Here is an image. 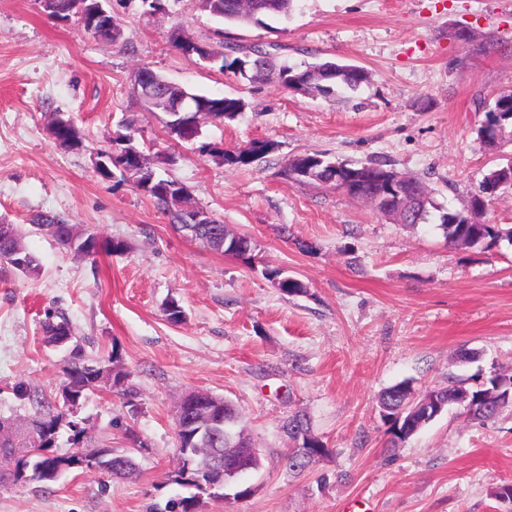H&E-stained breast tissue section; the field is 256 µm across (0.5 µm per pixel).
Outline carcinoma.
Returning a JSON list of instances; mask_svg holds the SVG:
<instances>
[{"mask_svg": "<svg viewBox=\"0 0 512 512\" xmlns=\"http://www.w3.org/2000/svg\"><path fill=\"white\" fill-rule=\"evenodd\" d=\"M294 0H261V8L257 11L248 9V5L241 0H202L206 10L219 21L236 24H250L261 21L263 17H286L290 14ZM211 63L215 64L221 73L230 72L249 82L258 81L255 76L253 63L259 56L267 52L261 44L250 47L228 45L221 43L218 46H209ZM275 71L280 83L287 89L292 88L296 77L300 74L306 76L305 84L298 87L300 92H314L319 95H331L335 89L346 87L356 89L369 79L368 72L357 65L336 64V68L327 66L319 61L305 63L302 66H291L280 58L266 60ZM177 91L187 97L191 102H203L204 111L221 112L223 118L219 122L231 121L243 112L247 106L241 97H228L218 95L198 94L178 87ZM512 121V94L503 95L495 99L494 106L488 111L486 122L478 130L480 139L487 136L498 137V141L506 139L505 125ZM271 150L268 142L257 143L248 151L222 150L218 156L228 165L247 166L266 155ZM313 166L318 172L314 182L328 185L336 190L340 189L339 182L348 174L355 173L362 178L363 193L368 196L377 195L383 186L379 185L376 176L390 173L398 178L402 186L409 190L422 188L419 180L407 177L392 167V164L373 159L359 166L334 162L322 153H313L296 157L288 162L285 175L294 180H302L299 172ZM138 190L152 199L158 207L162 208L171 217L174 227L199 241L203 246L210 247V235L216 231L227 235V241H236L244 248L250 262L255 257L256 244L245 235H236L232 229L223 222L216 224H191L189 215L183 209L187 203L189 192L187 187L178 180L161 172V165L151 163L145 166L144 173L136 184ZM502 187H512V161L498 166L484 175L478 190L472 193L469 201L475 202L483 197L489 202ZM433 207L431 195H426L425 203H417L411 212L393 220L400 224L413 226L428 220L430 208ZM31 224L53 238L60 246L72 250L88 259H93L99 250L104 249L112 253L125 250L121 241H107L100 243L96 235L88 233L76 224H71L63 216L53 213H39L31 219ZM439 227L443 232L448 245L461 248L483 247L496 248L505 241L512 246V230L503 231L493 224H480L477 215L466 207L462 210H446L439 215ZM0 264H5L11 270L24 276L34 278L40 273V263L37 257L22 242L20 229L15 224L0 222ZM43 341L45 344L57 347L59 342L68 337L73 347L70 351L65 373L66 383L61 390L62 404L47 401L38 391L18 384L14 387L17 396L29 400L35 409L36 418L29 423L28 431L22 432L11 424L0 421V487L17 482H35L48 484L58 481L63 475L94 466L109 477L124 475V454L106 445L99 449L96 457L90 460L80 454V443L84 430L78 424H72L73 438L70 451L55 453L52 447L59 423L68 415L67 402H76L83 398L86 392L94 390L107 380L101 362H91L85 358L78 340L75 337L69 320L59 314H48L41 324ZM465 380H455L445 386H437L433 395L440 404L455 405L461 385ZM414 388L408 381L399 382L384 390L379 398V408L382 418L390 424L394 440L392 446L404 442L417 434L423 427L433 420V412L426 407L417 408L412 417L403 415V406L409 402V396ZM512 408V377L509 375L493 374L486 378L479 387L470 391V396L463 408L470 420L485 424L497 419L504 410ZM213 410V434L209 438L208 448H238L243 446L241 433L233 430L238 417L234 405L217 407L210 405ZM284 430L298 445L289 449L286 463L290 470H304L312 467L319 461V456L326 453L325 445L312 436L309 422L305 415L296 413L284 423ZM198 426L192 422L182 423L181 428L175 429L176 454H181L180 448L188 444L197 448L202 444L201 435L197 434ZM188 463L182 464L174 476V482L195 487L197 480L203 479L211 468V459L205 453L190 452L186 455ZM197 506L196 496L182 497L169 500L165 507L157 505L150 508V512H174L178 509L185 512L186 505Z\"/></svg>", "mask_w": 512, "mask_h": 512, "instance_id": "carcinoma-1", "label": "carcinoma"}]
</instances>
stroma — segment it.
<instances>
[{"label": "stroma", "instance_id": "1", "mask_svg": "<svg viewBox=\"0 0 512 512\" xmlns=\"http://www.w3.org/2000/svg\"><path fill=\"white\" fill-rule=\"evenodd\" d=\"M109 6L117 46L50 19L39 0H0V221L22 229L42 265L36 278L0 270V419L33 415L14 393L20 383L60 402L68 354L45 345L41 323L64 313L86 357L127 374L87 392L71 422L86 452L111 445L138 470L2 487L0 512H148L189 495L171 479L174 404L189 391L235 404L261 450L227 502L198 493V512H512L492 494L512 483V410L480 424L453 408L395 446L378 406L404 380L422 392L512 374V246L454 249L437 219L406 227L284 174L315 151L355 165L384 159L438 208H466L483 175L512 159V141L490 148L478 136L495 98L512 92V0H295L289 17L263 25L219 24L201 0H166L160 12L141 0ZM219 28L244 47L282 45L292 64L361 66L369 81L339 104L189 63L171 42L177 31L213 44ZM462 28L469 42L457 40ZM145 66L195 93L244 97L235 120L202 125L201 141L234 151L267 141L271 152L237 168L169 142L167 114L129 94ZM55 113L74 118L83 150L49 138ZM127 129L147 155H177L172 177L192 205L254 240L255 265L176 231L132 182L98 175L96 152ZM41 212L127 249L82 258L31 225ZM268 268L306 294L283 293ZM172 299L182 322L163 312ZM297 412L327 448L302 472L284 461L282 425Z\"/></svg>", "mask_w": 512, "mask_h": 512}]
</instances>
